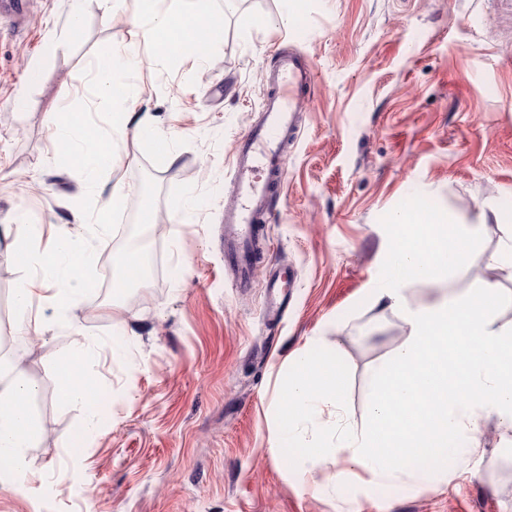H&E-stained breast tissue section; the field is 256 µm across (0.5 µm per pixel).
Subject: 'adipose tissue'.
Returning a JSON list of instances; mask_svg holds the SVG:
<instances>
[{
	"label": "adipose tissue",
	"mask_w": 512,
	"mask_h": 512,
	"mask_svg": "<svg viewBox=\"0 0 512 512\" xmlns=\"http://www.w3.org/2000/svg\"><path fill=\"white\" fill-rule=\"evenodd\" d=\"M209 3L175 0L161 10L152 2L133 20L137 37L150 48L148 58L126 45L111 46L80 74V81L94 82L112 100L135 102L140 91L132 72L142 63L158 65L181 58L199 62L204 46L221 39L210 19ZM49 123L67 161L84 175L95 195L112 169L120 142L131 137L138 146L169 151L166 136L147 112L121 113L107 134L67 109L50 113ZM501 218L499 209L484 206L466 223L438 217L433 209L419 205L395 212L393 245L372 303L400 312L407 337L375 375L366 419L359 427L347 423L337 430L306 434V424L324 412L345 413L348 375L341 359L329 352L312 350L294 359V373L284 386L279 440L297 444L298 469L341 458L349 468L366 471L375 480L407 482L418 476L416 463L424 462L448 482L470 472L488 419L497 421L503 441L512 445V321L499 318L495 285L465 294L447 288L417 305L407 304L404 295L409 282L447 283L455 278L480 250V227ZM24 232L15 258L30 274L15 292L14 318L21 330L42 334L51 326L34 313V299L73 307L90 285L88 272L96 254L70 233L49 237L40 224L25 225ZM457 326L461 337L449 339V329ZM69 329L79 348L57 357L66 380L59 399L80 409L90 428L104 413L101 400L86 385L95 360L94 339L78 322H70ZM471 335L478 336L477 344L468 343ZM36 395L20 358L0 355V470L6 475L5 486L15 492L30 489L29 450L42 430L30 406ZM397 403L406 406L405 419L394 418ZM449 460L455 463L450 471L443 467Z\"/></svg>",
	"instance_id": "1"
}]
</instances>
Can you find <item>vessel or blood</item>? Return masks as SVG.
<instances>
[{"label": "vessel or blood", "instance_id": "b4317fda", "mask_svg": "<svg viewBox=\"0 0 512 512\" xmlns=\"http://www.w3.org/2000/svg\"><path fill=\"white\" fill-rule=\"evenodd\" d=\"M313 85L311 70L297 53L279 54L266 76L262 120L250 127L236 147L233 195L224 207V251L241 287H248L258 256L253 241L260 221L276 205L281 188V151L296 132V118Z\"/></svg>", "mask_w": 512, "mask_h": 512}]
</instances>
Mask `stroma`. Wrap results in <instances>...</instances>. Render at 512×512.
<instances>
[{
  "instance_id": "35a3bbf8",
  "label": "stroma",
  "mask_w": 512,
  "mask_h": 512,
  "mask_svg": "<svg viewBox=\"0 0 512 512\" xmlns=\"http://www.w3.org/2000/svg\"><path fill=\"white\" fill-rule=\"evenodd\" d=\"M0 15V225L66 230L97 208L57 149L50 112L68 107L105 126L125 104L77 77L109 44L135 42L139 0H23ZM198 65L175 59L134 76L133 109L172 140L174 162L133 140L110 176L126 199L96 253L93 287L60 310L35 303L54 331L13 339V297L26 275L0 237V349L40 388L42 435L29 452L38 494L0 489V512H512V456L488 420L476 475L404 484L354 475L318 485L273 455L293 356L339 344L347 416L365 419L374 370L404 341L401 317L371 303L391 246L389 221L410 202L468 221L485 204L512 210V0H238ZM82 36L68 39L73 20ZM294 51L314 74L282 159L283 193L266 215L259 262L238 287L224 258L234 149L259 115L267 70ZM197 206L179 210L185 192ZM151 207L160 233L145 234ZM142 240L144 282L112 288L113 265ZM292 270L288 306L263 307L271 276ZM78 319L95 339L91 367L106 413L85 429L56 398L55 366Z\"/></svg>"
}]
</instances>
